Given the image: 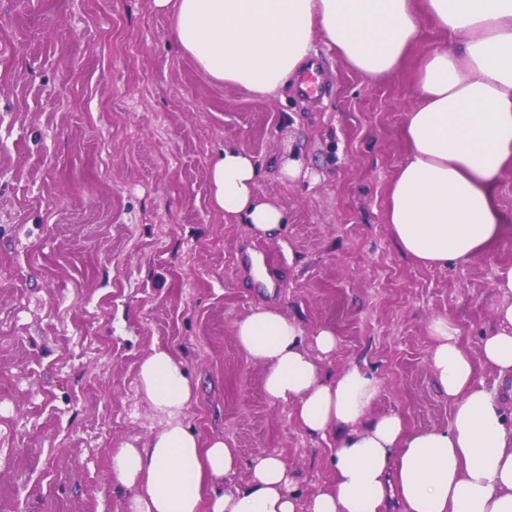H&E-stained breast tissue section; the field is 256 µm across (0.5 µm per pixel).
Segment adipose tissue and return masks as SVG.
Masks as SVG:
<instances>
[{"label": "adipose tissue", "instance_id": "ef3b65f1", "mask_svg": "<svg viewBox=\"0 0 512 512\" xmlns=\"http://www.w3.org/2000/svg\"><path fill=\"white\" fill-rule=\"evenodd\" d=\"M154 2L170 8L173 36L199 71L259 96L299 76L318 44L368 76L386 75L429 19L443 40L416 80L407 153L388 191L390 232L429 266L481 255L501 236L492 186L512 164V0ZM258 180L255 157L224 146L210 167V203L266 237L288 217L260 194ZM494 288L496 325L481 339V358L495 387L478 380L450 317L429 322L430 369L451 406L443 429L411 430L398 413L371 414L382 383L366 364L325 376L321 359L338 343L332 328L308 337L266 306L236 321L237 344L262 366L268 398L329 442L334 482L305 500L272 453L257 455L247 481L234 484L236 449L187 424L196 387L171 348L152 347L138 392L158 426L112 455L113 482L133 491L127 512H512V265L497 268Z\"/></svg>", "mask_w": 512, "mask_h": 512}]
</instances>
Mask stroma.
I'll list each match as a JSON object with an SVG mask.
<instances>
[{"label":"stroma","mask_w":512,"mask_h":512,"mask_svg":"<svg viewBox=\"0 0 512 512\" xmlns=\"http://www.w3.org/2000/svg\"><path fill=\"white\" fill-rule=\"evenodd\" d=\"M440 40L423 21L378 79L320 46L319 94L294 78L259 98L206 78L153 0H0V512H125L110 458L157 426L137 390L156 345L197 387L191 426L236 448L235 483L272 452L301 497L328 488L327 443L267 398L236 343L260 304L309 334L333 328L323 371L367 363L382 382L372 413L448 425L428 324L448 315L479 357L496 268L512 263V168L492 188L506 234L490 252L431 268L398 248L388 188L418 63ZM227 144L254 155L261 194L286 211L273 236L212 209ZM293 153L302 172L287 178Z\"/></svg>","instance_id":"1"}]
</instances>
